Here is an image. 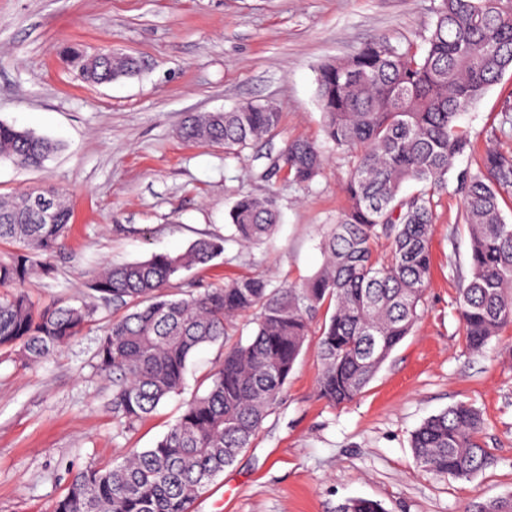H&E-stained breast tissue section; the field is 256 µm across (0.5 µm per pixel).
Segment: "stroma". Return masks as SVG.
Instances as JSON below:
<instances>
[{"instance_id": "stroma-1", "label": "stroma", "mask_w": 512, "mask_h": 512, "mask_svg": "<svg viewBox=\"0 0 512 512\" xmlns=\"http://www.w3.org/2000/svg\"><path fill=\"white\" fill-rule=\"evenodd\" d=\"M439 0H0V121L60 142L43 169L0 165V195L38 185L62 188L73 213L67 250L50 275L26 290L38 306L95 308L82 334L29 367L0 351V512H51L71 474L122 461L148 448L180 416L222 346L191 358L183 390L133 430H118L111 384L93 366L97 342L121 306L89 290L104 264L180 253L195 239H224V253L183 272L168 291L222 287L263 274L280 282L315 273L323 262L319 227L347 205L348 166L326 150L311 185L270 183L257 174L266 155L293 138L321 137L317 67L353 55L379 37L421 43ZM69 45L137 57L141 74L91 87L62 58ZM512 74L463 116L475 142L470 163L493 147L491 124ZM247 101L283 114L272 141L242 159L198 146L178 130L190 112ZM276 191L281 221L258 246L228 240L227 215L243 192ZM431 240L434 265L424 314L391 353L364 394L334 406L320 399L316 337H309L279 405L250 448L225 467L194 512H337L347 499L380 502L385 512H468L473 501L512 496V327L483 352L467 350L456 299L468 275L469 236L455 194L441 196ZM482 413L495 463L471 480L423 472L411 434L457 403Z\"/></svg>"}]
</instances>
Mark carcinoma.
I'll return each mask as SVG.
<instances>
[{
	"mask_svg": "<svg viewBox=\"0 0 512 512\" xmlns=\"http://www.w3.org/2000/svg\"><path fill=\"white\" fill-rule=\"evenodd\" d=\"M75 77L102 85L132 77L138 64L112 51L64 52ZM512 72V0H440L424 46L393 47L385 37L346 59L321 63L316 96L323 143L288 141L261 177L280 174L309 184L322 174L323 145L347 159L348 206L324 224V261L313 275L274 285L257 275L221 288L166 293L171 279L224 253L221 238H199L182 253H158L93 272L89 288L126 307L98 340L93 360L112 379V416L131 429L185 385L188 362L203 345L224 338L241 317L251 338L224 352L202 393L152 447L134 449L110 467L76 470L52 512H192L213 479L250 447L280 403L305 342L318 336L317 390L334 405L357 399L423 313L430 287L431 238L436 198L448 184L462 203L470 238L469 277L458 304L469 349L481 351L512 325V152L490 149L477 169L459 168L474 150L459 119ZM490 135L512 136V94ZM282 112L269 103H247L224 112L190 113L182 139L221 145L239 157L279 134ZM58 149L53 140L0 121V163L41 168ZM407 183L419 189L403 193ZM49 198L51 213L33 205ZM280 221L274 196L243 193L229 211L230 239L259 245ZM72 211L64 194L24 190L0 197V349L18 350L34 365L81 334L92 321L86 305L40 308L21 291L36 273H51L45 258L66 250ZM391 242L389 258L374 257ZM480 412L456 404L424 420L410 447L422 471L468 480L494 458L484 441ZM338 512H384L370 499H351ZM468 512H512V497L479 501Z\"/></svg>",
	"mask_w": 512,
	"mask_h": 512,
	"instance_id": "cac0c4a2",
	"label": "carcinoma"
}]
</instances>
